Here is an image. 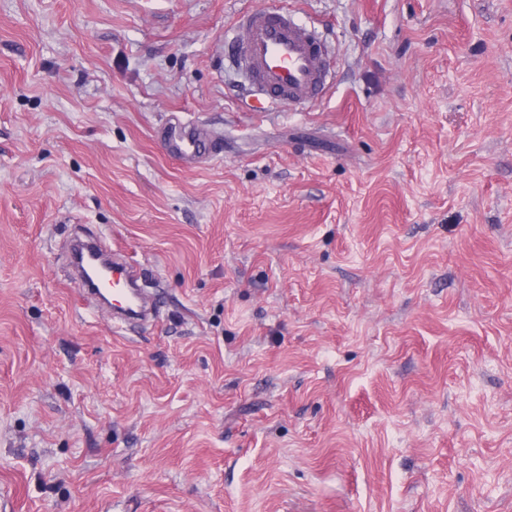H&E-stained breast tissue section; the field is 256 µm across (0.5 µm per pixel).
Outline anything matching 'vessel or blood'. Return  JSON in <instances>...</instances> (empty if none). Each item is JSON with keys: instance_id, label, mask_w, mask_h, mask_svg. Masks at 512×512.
<instances>
[{"instance_id": "1", "label": "vessel or blood", "mask_w": 512, "mask_h": 512, "mask_svg": "<svg viewBox=\"0 0 512 512\" xmlns=\"http://www.w3.org/2000/svg\"><path fill=\"white\" fill-rule=\"evenodd\" d=\"M232 57L254 96L271 105L297 107L322 97L328 78L326 46L312 28L298 24L287 12L251 9L233 29ZM159 144L169 156L192 161L210 156L212 145L196 127L180 121L166 124ZM112 300L119 312L115 327L146 314L138 270L122 255H114Z\"/></svg>"}]
</instances>
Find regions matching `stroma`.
<instances>
[{
  "instance_id": "35a3bbf8",
  "label": "stroma",
  "mask_w": 512,
  "mask_h": 512,
  "mask_svg": "<svg viewBox=\"0 0 512 512\" xmlns=\"http://www.w3.org/2000/svg\"><path fill=\"white\" fill-rule=\"evenodd\" d=\"M281 7L333 73L297 108L225 63ZM78 230L151 321L83 300ZM0 496L512 512V0H0ZM159 144L169 156L192 161L208 157L212 153V145L196 127L180 121H170L159 135ZM84 246L83 255L92 262L96 256L103 262L112 266V302L121 314L114 319V327L123 328L124 324L133 322L146 315L143 288H139L137 281V268L129 264L122 255L112 252L113 260L107 256L93 240L81 241Z\"/></svg>"
}]
</instances>
